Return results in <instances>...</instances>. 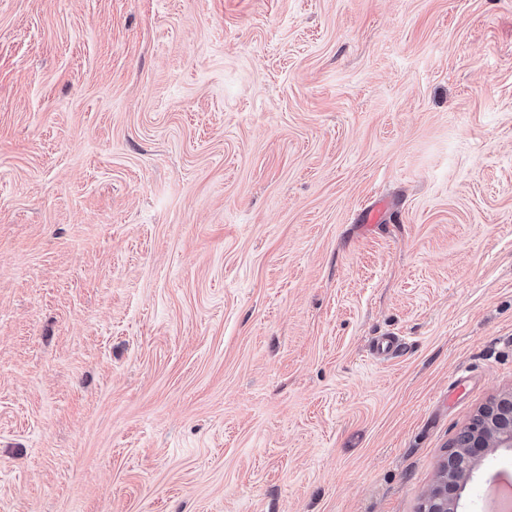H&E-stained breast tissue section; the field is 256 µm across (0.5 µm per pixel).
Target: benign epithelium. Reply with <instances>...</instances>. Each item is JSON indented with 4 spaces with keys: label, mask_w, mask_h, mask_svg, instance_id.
Here are the masks:
<instances>
[{
    "label": "benign epithelium",
    "mask_w": 512,
    "mask_h": 512,
    "mask_svg": "<svg viewBox=\"0 0 512 512\" xmlns=\"http://www.w3.org/2000/svg\"><path fill=\"white\" fill-rule=\"evenodd\" d=\"M501 448L512 449L511 390L499 394L458 433L426 495L423 512H462L463 493L476 470Z\"/></svg>",
    "instance_id": "obj_1"
}]
</instances>
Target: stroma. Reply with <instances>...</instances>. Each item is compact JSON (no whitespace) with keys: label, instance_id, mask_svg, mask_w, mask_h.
<instances>
[{"label":"stroma","instance_id":"stroma-1","mask_svg":"<svg viewBox=\"0 0 512 512\" xmlns=\"http://www.w3.org/2000/svg\"><path fill=\"white\" fill-rule=\"evenodd\" d=\"M510 389L512 0H0V512H421Z\"/></svg>","mask_w":512,"mask_h":512}]
</instances>
